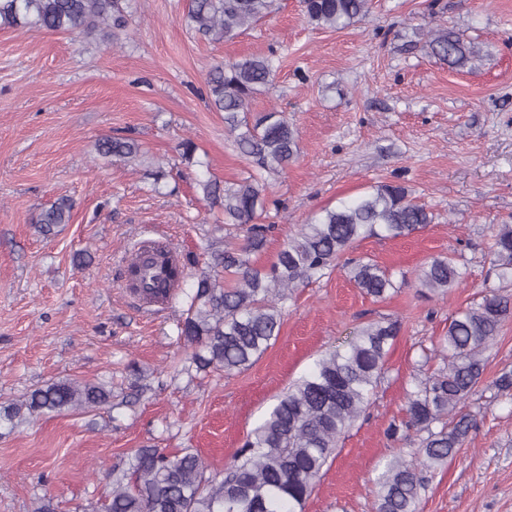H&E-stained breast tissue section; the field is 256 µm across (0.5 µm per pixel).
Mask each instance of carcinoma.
Wrapping results in <instances>:
<instances>
[{
    "label": "carcinoma",
    "mask_w": 512,
    "mask_h": 512,
    "mask_svg": "<svg viewBox=\"0 0 512 512\" xmlns=\"http://www.w3.org/2000/svg\"><path fill=\"white\" fill-rule=\"evenodd\" d=\"M307 22L338 30L366 17L370 0H301ZM277 0H188L185 21L195 33L215 41L235 39L269 17ZM126 0H0V29L29 27L51 33L96 31L112 37L127 26ZM432 53L451 68H463L476 46L441 30L430 41ZM275 62L247 56L214 65L205 78L210 107L224 113V126L251 170L221 186L202 184L206 198L219 203L235 235L213 251L212 272L202 273L190 296L179 336L192 349L198 371L231 373L250 367L279 336L285 304L295 289L323 278L337 260L369 236L409 237L433 223L425 205L410 198L406 186L381 182L335 208H325L288 239L269 265L253 256L266 246L273 224H260L269 185L264 174L285 170L298 154V131L288 113L276 109L256 117L251 100L270 85ZM102 157L131 162L142 156L133 138L98 140ZM73 201L58 198L34 223L44 234L71 219ZM493 266L512 280V224L494 235ZM129 275L149 299L180 286L185 264L176 259L165 278L149 286L139 264ZM347 275L364 294L384 299L401 285L393 273L371 260L350 259ZM465 279V271L445 255L431 257L419 270L421 295H445ZM512 320V297L490 291L482 302L457 312L439 340L443 365L407 394L406 418L388 424L385 434L398 441L409 431L420 436L417 449L389 460L375 480L376 512H417L426 473L453 458L475 423L462 411L475 394L484 369L483 352ZM400 325L392 319L370 322L343 347L317 360L314 368L281 396L264 421L243 441L224 471L207 474L201 456L187 449L167 455L138 448L129 467L110 474L112 491L98 511L82 512H297L311 495L338 439L370 407L385 373L386 358ZM112 405V388L74 379L52 381L22 400L0 406V423L12 427L33 416L87 411Z\"/></svg>",
    "instance_id": "cac0c4a2"
}]
</instances>
